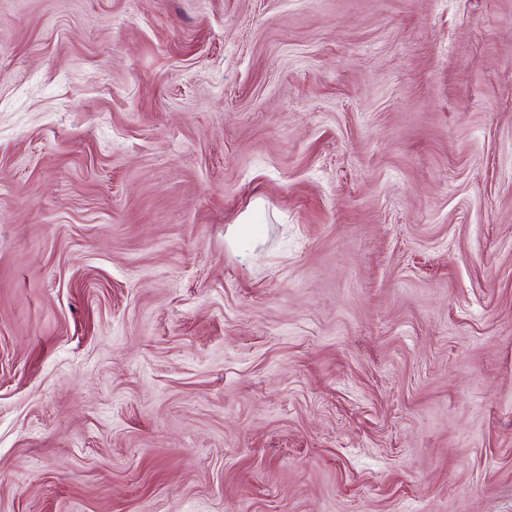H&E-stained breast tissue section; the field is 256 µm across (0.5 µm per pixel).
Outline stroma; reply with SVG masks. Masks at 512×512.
Returning a JSON list of instances; mask_svg holds the SVG:
<instances>
[{"label": "stroma", "mask_w": 512, "mask_h": 512, "mask_svg": "<svg viewBox=\"0 0 512 512\" xmlns=\"http://www.w3.org/2000/svg\"><path fill=\"white\" fill-rule=\"evenodd\" d=\"M0 512H512V0H0Z\"/></svg>", "instance_id": "35a3bbf8"}]
</instances>
